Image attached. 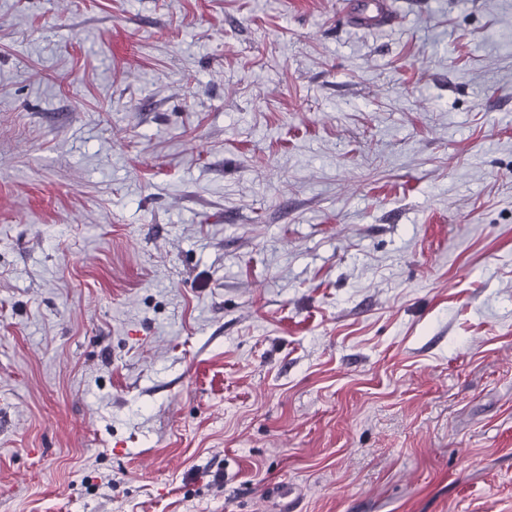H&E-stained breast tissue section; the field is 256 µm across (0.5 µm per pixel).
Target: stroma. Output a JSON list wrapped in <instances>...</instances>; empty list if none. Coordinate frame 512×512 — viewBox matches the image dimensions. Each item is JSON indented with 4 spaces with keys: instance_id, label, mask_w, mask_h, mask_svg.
<instances>
[{
    "instance_id": "obj_1",
    "label": "stroma",
    "mask_w": 512,
    "mask_h": 512,
    "mask_svg": "<svg viewBox=\"0 0 512 512\" xmlns=\"http://www.w3.org/2000/svg\"><path fill=\"white\" fill-rule=\"evenodd\" d=\"M0 0V512H512V0Z\"/></svg>"
}]
</instances>
